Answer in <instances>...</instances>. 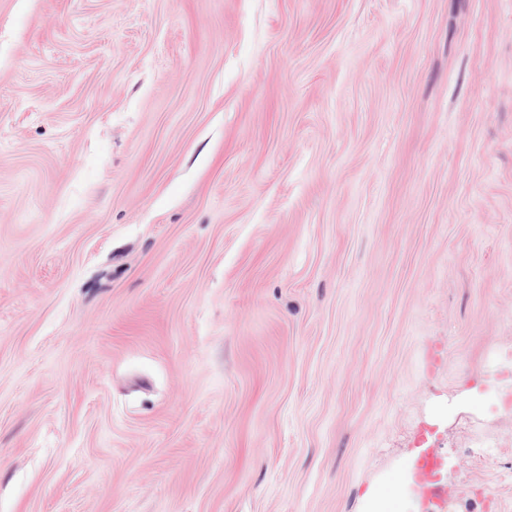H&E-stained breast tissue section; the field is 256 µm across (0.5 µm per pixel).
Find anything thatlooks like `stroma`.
I'll return each instance as SVG.
<instances>
[{
  "mask_svg": "<svg viewBox=\"0 0 512 512\" xmlns=\"http://www.w3.org/2000/svg\"><path fill=\"white\" fill-rule=\"evenodd\" d=\"M423 456L512 512V0H0V512Z\"/></svg>",
  "mask_w": 512,
  "mask_h": 512,
  "instance_id": "obj_1",
  "label": "stroma"
}]
</instances>
